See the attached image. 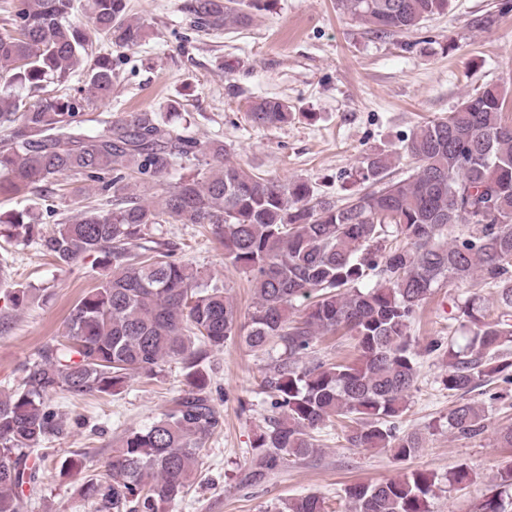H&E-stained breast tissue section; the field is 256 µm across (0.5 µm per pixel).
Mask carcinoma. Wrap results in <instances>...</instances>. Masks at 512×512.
Listing matches in <instances>:
<instances>
[{
	"label": "carcinoma",
	"mask_w": 512,
	"mask_h": 512,
	"mask_svg": "<svg viewBox=\"0 0 512 512\" xmlns=\"http://www.w3.org/2000/svg\"><path fill=\"white\" fill-rule=\"evenodd\" d=\"M234 0H191L194 26L222 31L247 23ZM353 18L379 35L411 32L448 7V0H341ZM11 0L0 28V194L25 197L64 176L97 182L101 203L45 231L28 211L0 215L6 236L34 245L60 267L86 258L105 271L72 307L63 336L43 344L0 389V512H23L24 486L35 493L43 470L32 462L65 430L52 403L73 396L117 395L136 373L148 381L180 365L184 389L162 416L128 430L97 459L73 453L57 476H82L74 493L95 512H168L191 487L205 440L221 425L207 388L206 361L238 339L269 355L263 388L272 409L256 438L255 463L240 484L255 485L290 459L315 452L313 433L333 418L354 424L353 447L380 448L398 460L423 447L416 433H397L406 398L419 377V350L410 335L416 311L440 283L479 280L499 295L491 316L472 295L458 306L470 336L462 347L441 338L424 351L446 359L448 394L461 397L485 378L512 382V125L502 122L503 90L487 85L444 118L426 122L398 151L367 154L352 174L347 202L314 193L302 180L255 174L224 157V144L204 146L153 112H132L89 124L84 104L112 93V49L130 50L147 36L126 0ZM85 74L75 94H47L74 69ZM288 101L261 98L250 106L256 128L294 121ZM204 154L206 172L182 174L155 202L131 189ZM412 173L390 179L401 156ZM199 224L224 248V264L244 274L255 301L245 321L225 285L211 283L154 240L155 224ZM463 224L467 233L454 236ZM31 289L7 291L12 309L26 307ZM310 300L301 316L297 302ZM344 330L355 357L326 363L313 357L318 338ZM448 430L479 436L483 410L459 402ZM437 476L412 471L380 483L349 486L354 512H429ZM512 512V465L501 469L476 505ZM275 512H326L316 494L292 498Z\"/></svg>",
	"instance_id": "cac0c4a2"
}]
</instances>
